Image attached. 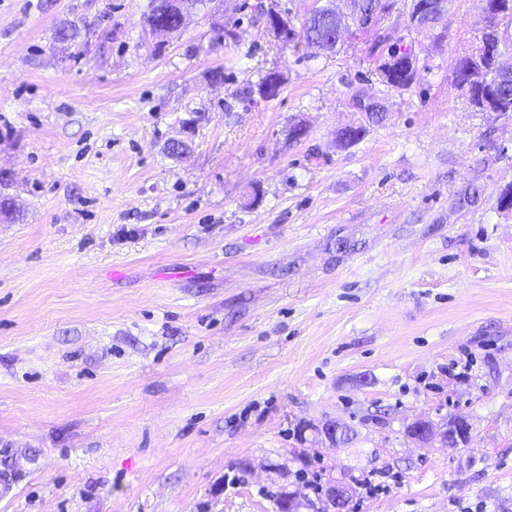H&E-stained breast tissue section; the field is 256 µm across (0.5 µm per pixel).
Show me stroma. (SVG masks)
I'll return each mask as SVG.
<instances>
[{
  "label": "stroma",
  "mask_w": 512,
  "mask_h": 512,
  "mask_svg": "<svg viewBox=\"0 0 512 512\" xmlns=\"http://www.w3.org/2000/svg\"><path fill=\"white\" fill-rule=\"evenodd\" d=\"M255 2L162 37L150 0H0V512H324L333 484L351 512H512V114L454 86L483 0L428 30L385 0L333 53ZM392 44L405 91L369 59ZM455 416L467 445L408 433ZM380 81L388 89L404 91L409 89L417 74V60L412 50L393 46L388 50V56L377 65ZM349 105L357 112L364 113L368 120L378 123L383 119L385 107L379 98L369 95L362 88H355L349 96Z\"/></svg>",
  "instance_id": "stroma-1"
}]
</instances>
